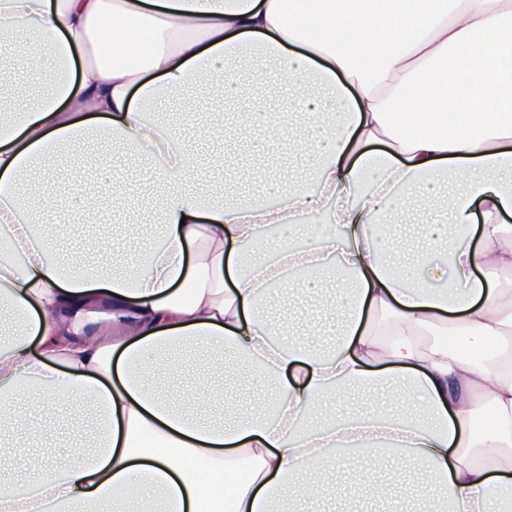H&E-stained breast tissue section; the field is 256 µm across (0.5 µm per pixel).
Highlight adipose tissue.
Listing matches in <instances>:
<instances>
[{"label": "adipose tissue", "mask_w": 512, "mask_h": 512, "mask_svg": "<svg viewBox=\"0 0 512 512\" xmlns=\"http://www.w3.org/2000/svg\"><path fill=\"white\" fill-rule=\"evenodd\" d=\"M24 24L57 67L35 106L0 103V311L19 327L0 338V512H280L324 497L338 448L421 458L450 512L512 502L498 462L512 451V0H0V40ZM247 58L254 143L285 134L267 103L296 88L312 172L271 158L253 198L197 193L195 155L150 105L203 76L236 98ZM91 136L148 155L163 185L164 237L141 270L109 273L107 248L88 272L65 270L37 231L55 197L22 192L35 163ZM408 203L449 208L456 226L424 225L411 279L383 237ZM268 227L270 262L244 251ZM334 270V351L263 314ZM176 349L248 357L274 392L236 419L234 392L162 388L148 373ZM382 380L413 411L352 413L353 389ZM33 390L59 415L77 400L92 412L96 432L66 465L3 450L17 418L38 420ZM338 401L343 421L307 424Z\"/></svg>", "instance_id": "1"}]
</instances>
